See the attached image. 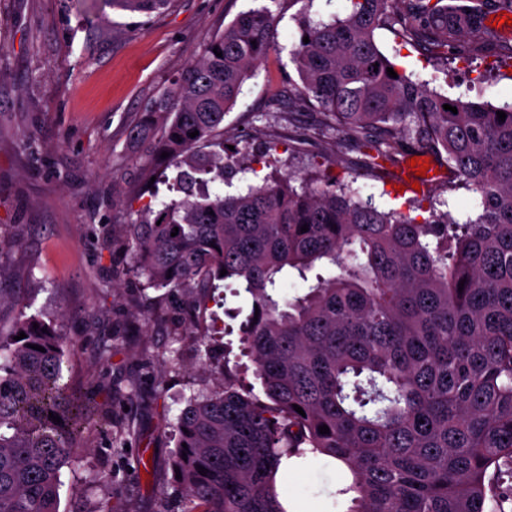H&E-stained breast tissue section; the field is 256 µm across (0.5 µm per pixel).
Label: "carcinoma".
Instances as JSON below:
<instances>
[{"label": "carcinoma", "instance_id": "cac0c4a2", "mask_svg": "<svg viewBox=\"0 0 512 512\" xmlns=\"http://www.w3.org/2000/svg\"><path fill=\"white\" fill-rule=\"evenodd\" d=\"M169 2L105 0L132 14ZM348 2L342 18L301 21L290 54L302 94L365 150L372 169L399 150L445 153L459 180L448 190L472 192L479 215L460 224L432 205L419 221L354 200L351 182L308 176L295 187L297 177L278 175L273 162L261 185L237 195L212 196L205 179L180 177L173 188L181 196L126 225L150 285L222 281L258 307L240 334L263 395L226 379L178 417L169 466L181 473L184 512H284L276 468L314 453L350 471L341 490L347 512H487L488 472L512 479V105L453 99L412 79L375 31L390 27L424 45L434 66L463 34L470 50L508 59L512 41L475 6ZM276 39L268 9L240 14L155 100L146 124L165 118L168 160L212 181L227 168L256 174L245 153L224 158L198 147ZM314 269L305 295L282 299L290 271L306 281ZM73 351L35 316L0 328V512H59L61 475L75 467L86 428L82 401L62 383Z\"/></svg>", "mask_w": 512, "mask_h": 512}]
</instances>
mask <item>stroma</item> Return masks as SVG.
I'll use <instances>...</instances> for the list:
<instances>
[{
    "label": "stroma",
    "mask_w": 512,
    "mask_h": 512,
    "mask_svg": "<svg viewBox=\"0 0 512 512\" xmlns=\"http://www.w3.org/2000/svg\"><path fill=\"white\" fill-rule=\"evenodd\" d=\"M269 7L276 49L243 84L202 153L247 152L258 176L268 158L284 174L314 172L355 181L382 210L421 217L437 197L459 221L476 217L473 195L448 191L449 172L407 187L408 155L366 175V157L326 129L316 102L298 100L290 51L299 22L344 15L347 0H172L164 10L129 14L101 0H0V325L35 315L75 344L64 369L70 391L90 409H111L84 430L77 464L61 476L59 512H181L169 467L177 417L190 397L224 383V350L213 330L239 327L243 296L194 306L190 291L148 286L122 230L167 198L151 177L160 129L140 134L151 104L204 46L240 13ZM380 49L414 79L452 98L512 102V60L448 47L437 71L409 43L376 31ZM343 478L301 474L303 495L327 512H346Z\"/></svg>",
    "instance_id": "1"
}]
</instances>
